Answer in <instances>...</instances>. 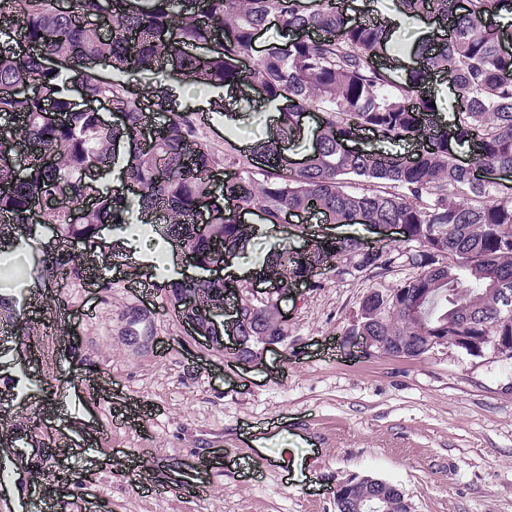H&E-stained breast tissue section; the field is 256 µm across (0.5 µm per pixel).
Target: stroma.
<instances>
[{
  "instance_id": "stroma-1",
  "label": "stroma",
  "mask_w": 512,
  "mask_h": 512,
  "mask_svg": "<svg viewBox=\"0 0 512 512\" xmlns=\"http://www.w3.org/2000/svg\"><path fill=\"white\" fill-rule=\"evenodd\" d=\"M217 96L183 85L177 108L204 115L197 139L233 173L249 167L246 147L269 124L237 98L225 124L202 109ZM389 249L386 268H326L300 288L282 305L287 340L247 367L195 341L163 292L134 293L133 270L106 261L97 277L59 286L43 274V242L24 243L0 256L26 270L0 280V294L22 297L31 324L23 338L0 334V385H17L0 411L42 448L67 437V512H336V486L351 475L397 485L410 512H512V359L448 344L415 360L372 355L345 334L370 291L417 275ZM135 314L152 346L129 343ZM61 317L67 333L46 339ZM23 343L39 351L24 372ZM271 420L279 428L262 455L251 439ZM135 467L166 492L135 485ZM191 478L209 494L187 496Z\"/></svg>"
}]
</instances>
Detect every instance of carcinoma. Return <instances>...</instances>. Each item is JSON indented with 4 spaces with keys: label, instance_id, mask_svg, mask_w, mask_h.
I'll return each instance as SVG.
<instances>
[{
    "label": "carcinoma",
    "instance_id": "1",
    "mask_svg": "<svg viewBox=\"0 0 512 512\" xmlns=\"http://www.w3.org/2000/svg\"><path fill=\"white\" fill-rule=\"evenodd\" d=\"M0 0V113L15 123L0 128V249L19 247L21 224H55L58 241L45 246L46 272L63 282L91 272L104 249L101 228L122 226L140 233L155 225L140 218L165 215L164 237L176 241L191 264L203 271L244 251L249 237L239 216L258 209L263 221L281 224L289 214L319 215L331 224H399L402 252L420 273L392 291L397 304L366 308L346 331L359 335L366 323L376 351L417 359L428 353L429 337L451 345L469 338L465 352L479 356L512 336V311L499 309L497 290H512V185L480 179L481 173L512 171V52L494 18L512 0H399L407 14L438 20L450 38L412 46L419 64L396 83L388 58L392 29L385 19L352 17L336 0H317L307 11L299 0ZM272 17L299 32L288 46L266 45L250 66L253 42ZM104 64L129 81L108 83L95 72ZM155 84L131 83L144 71ZM195 86H225L244 94L258 85L266 101L283 102L275 131L255 141L250 154L257 171L216 175L221 168L194 137L195 121L176 109L168 73ZM454 87L452 120L440 119L432 94L434 78ZM107 97L121 121H103L87 100ZM169 118L151 131L147 146L129 155L124 181L138 191L102 194L95 177L119 158L121 143L140 136L147 122L142 100ZM322 113L311 151L294 164L286 144L301 138L302 117ZM371 132L381 142H417L408 159L347 147ZM468 145L467 165L452 145ZM66 191L81 211L77 222L52 205ZM206 210L205 224L194 221ZM75 242L78 252H65ZM301 251L271 246L262 271L289 286L309 281L325 267L343 276L350 270L384 267V249H368L355 237L310 233ZM157 288L172 302L188 291L202 305H224V279L163 281ZM420 300L425 327L405 307ZM243 298V354L262 336H283L275 309L254 317ZM14 297L0 294V315L28 335ZM374 501L402 512L401 489L382 479L364 481L358 501Z\"/></svg>",
    "mask_w": 512,
    "mask_h": 512
}]
</instances>
